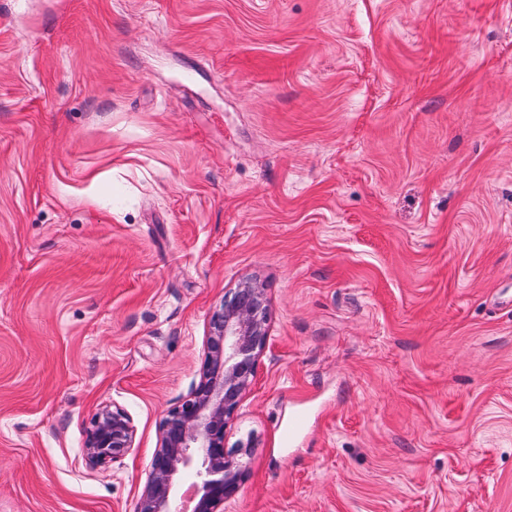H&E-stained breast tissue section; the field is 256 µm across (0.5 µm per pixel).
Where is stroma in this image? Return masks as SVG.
<instances>
[{"label":"stroma","mask_w":512,"mask_h":512,"mask_svg":"<svg viewBox=\"0 0 512 512\" xmlns=\"http://www.w3.org/2000/svg\"><path fill=\"white\" fill-rule=\"evenodd\" d=\"M245 281L224 512H512V0H0V512H135ZM134 443V426L122 410L102 406L92 417L84 441L85 457L91 466H104L123 456Z\"/></svg>","instance_id":"1"}]
</instances>
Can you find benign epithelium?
<instances>
[{
  "instance_id": "7a95c632",
  "label": "benign epithelium",
  "mask_w": 512,
  "mask_h": 512,
  "mask_svg": "<svg viewBox=\"0 0 512 512\" xmlns=\"http://www.w3.org/2000/svg\"><path fill=\"white\" fill-rule=\"evenodd\" d=\"M264 289L247 282L215 308L209 321L200 380L162 422L161 442L136 512H219L238 487L240 469L224 452V430L240 409L268 338L256 305ZM134 443V426L122 410L105 405L92 417L84 441L91 466L123 456ZM192 480L184 505L181 482Z\"/></svg>"
}]
</instances>
